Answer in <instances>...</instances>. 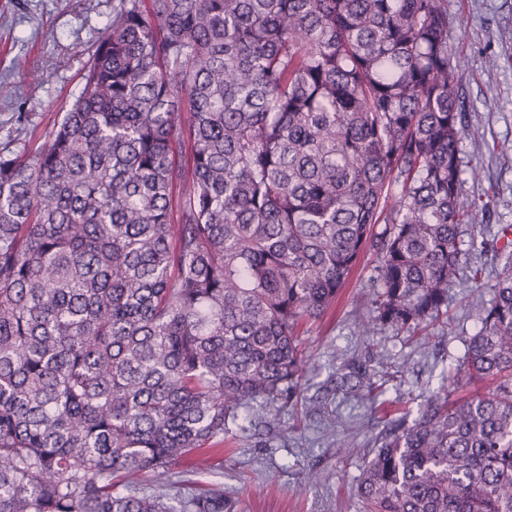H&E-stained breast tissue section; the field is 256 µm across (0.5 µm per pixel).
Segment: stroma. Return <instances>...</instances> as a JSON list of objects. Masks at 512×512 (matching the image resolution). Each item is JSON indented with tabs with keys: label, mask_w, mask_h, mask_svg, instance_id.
<instances>
[{
	"label": "stroma",
	"mask_w": 512,
	"mask_h": 512,
	"mask_svg": "<svg viewBox=\"0 0 512 512\" xmlns=\"http://www.w3.org/2000/svg\"><path fill=\"white\" fill-rule=\"evenodd\" d=\"M448 48L461 62L466 114L460 144L465 193L486 211L462 225V239L490 238L512 224V0H447ZM113 0H0V148H36L78 94L96 45L112 23ZM30 63L18 73V59ZM478 174H471V166ZM483 287L462 280L448 290L449 333L409 336L367 330L366 301L375 284V251L361 255L335 306L305 325L306 364L292 398L279 403L280 424L252 402L228 418L224 447L192 449L170 474L182 494L219 484L231 512H360L357 479L389 422L412 425L441 391L463 342L477 329L500 263L472 251ZM352 448H344V441Z\"/></svg>",
	"instance_id": "obj_1"
}]
</instances>
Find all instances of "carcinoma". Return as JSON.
I'll return each instance as SVG.
<instances>
[{"label":"carcinoma","mask_w":512,"mask_h":512,"mask_svg":"<svg viewBox=\"0 0 512 512\" xmlns=\"http://www.w3.org/2000/svg\"><path fill=\"white\" fill-rule=\"evenodd\" d=\"M462 79L446 0H117L68 112L0 151V512H227L133 477L277 422L370 242L397 333L448 327L467 251L503 263L444 377L494 388L393 426L362 512H512V225L463 249Z\"/></svg>","instance_id":"cac0c4a2"}]
</instances>
